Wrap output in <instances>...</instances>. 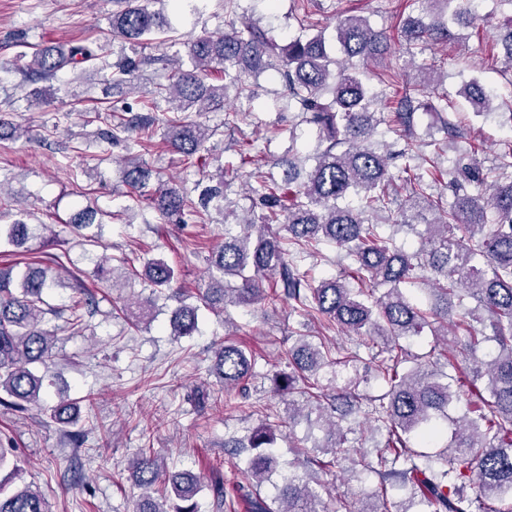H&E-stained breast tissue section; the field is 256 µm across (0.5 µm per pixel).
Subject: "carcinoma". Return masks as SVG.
<instances>
[{
	"label": "carcinoma",
	"mask_w": 512,
	"mask_h": 512,
	"mask_svg": "<svg viewBox=\"0 0 512 512\" xmlns=\"http://www.w3.org/2000/svg\"><path fill=\"white\" fill-rule=\"evenodd\" d=\"M427 5L421 17L408 18L394 35L373 28L368 19L338 15L332 38L326 28L311 21L312 0H298L302 11L301 33L279 44L271 31L250 18L235 19L218 35H203L190 42L187 55L192 68L178 60L124 58L112 64V85L131 84L140 66L160 60L171 65L168 84L156 86L153 97L141 101V109L155 112L164 98L186 116L169 121L159 134L163 143L183 157L185 168L202 177L217 179L189 197L183 186L164 184L148 201L162 215L203 218L214 210L224 218V244L212 252L208 282L191 291L174 287L179 272L163 258L144 259V273L133 267L107 276V257L91 259L94 272L113 288L130 279H141L152 293L171 291L177 301L170 319V335L176 339L198 330L202 308L224 314L228 338L215 350L211 373L225 394L246 389L256 376L251 354L229 339L236 327L229 309L255 304L274 307L288 300L293 311L319 321L321 332L299 337L288 351V370L271 376L274 392L286 405L290 421L299 418L300 402L315 410L314 426L324 432L321 451L332 454L323 461L315 456L306 463L321 470L350 457L362 470L374 473L379 483L366 499L341 496L334 512H395L388 499L387 481L410 487L421 505L419 512H512V141L500 144L497 164L483 170L469 151L460 152L448 169L453 201L443 202L429 192L424 177L411 170L407 160L420 156L429 142L416 134L417 111H432L431 127L453 141L461 137L447 112L457 99L468 103L477 116H498L512 124V101L498 100L478 79L462 84L455 94L435 95L442 75L433 64H422L411 76L391 66L370 71V63L383 59L391 43L399 42L407 53L434 42L458 39L452 25L475 26L483 20L470 0H417ZM499 29L503 64L512 71V15ZM168 33L160 13L146 6L127 7L112 13V35L135 45L148 35ZM100 59L88 45L39 48L25 70L52 78L68 66L91 64ZM224 73V83L209 85L211 72ZM272 70L281 82L280 97L305 122L316 126L319 143L315 163L288 160L280 179L256 167L251 180L247 215L241 217L226 195L224 173H208L211 138L208 127L190 119L215 102L224 103L228 90L236 96H253L251 73ZM395 91L393 111L376 109L380 97L370 81ZM507 111H499V107ZM404 142L398 152L375 141L380 125ZM138 130L133 146L151 152L156 130L147 116L136 124L119 122L105 135ZM406 164L393 167L396 158ZM125 182L136 197H144L149 174L138 158L124 159ZM405 190L401 207L391 208L397 188ZM384 223L417 232L418 245L401 250L393 237L380 232L376 217ZM94 223V212H80L67 224L84 241L96 242L85 233ZM425 226L424 231L417 225ZM51 227L30 224L27 213L17 212L9 224H0V242L31 250L35 240L46 244ZM321 243L343 252L349 263L338 275L315 280L298 258L318 252ZM53 267L26 270L0 268V406L25 410L44 402L46 384L55 365V333L43 328L50 313L79 325L93 306L87 295L55 308L47 297L61 285ZM469 298L475 306L454 317L456 304ZM464 333L457 349L430 351L408 367L400 340L431 335L447 336L448 328ZM343 330L357 337L351 347L335 346L327 332ZM492 341L495 351L477 356ZM368 361L385 391L368 396L359 391L358 376L340 379L341 370ZM366 404L367 418L385 428L381 448L371 453L349 440L340 422L347 413L337 401ZM466 407L464 419L446 436L448 407ZM59 424L80 419L79 402L60 398L48 407ZM277 425L261 421L248 434L224 440L232 465L247 473L249 486L240 492L244 512H329L300 465L280 468L275 448ZM434 452H428L429 448ZM133 476L140 494L134 512H200L197 495L202 485L189 472L167 475L163 459L143 450L133 462ZM279 477L275 494L262 495L263 486ZM21 477L13 466L0 479V512H51L39 491L29 485L9 487Z\"/></svg>",
	"instance_id": "obj_1"
}]
</instances>
